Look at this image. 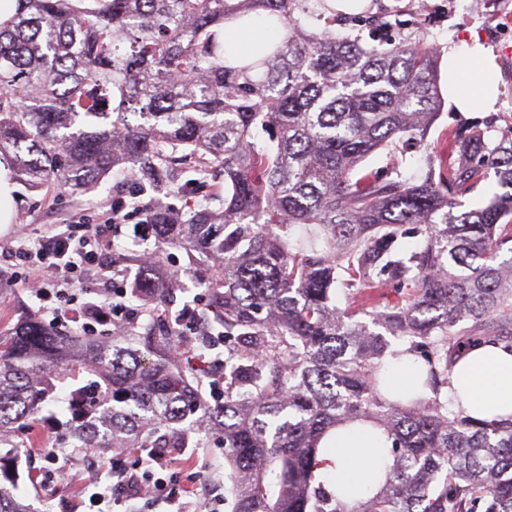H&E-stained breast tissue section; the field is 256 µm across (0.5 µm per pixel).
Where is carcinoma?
Wrapping results in <instances>:
<instances>
[{"instance_id": "carcinoma-1", "label": "carcinoma", "mask_w": 512, "mask_h": 512, "mask_svg": "<svg viewBox=\"0 0 512 512\" xmlns=\"http://www.w3.org/2000/svg\"><path fill=\"white\" fill-rule=\"evenodd\" d=\"M330 0H19L0 22V153L16 179L74 192L108 173L190 150L198 175L224 168V228L206 208L166 240L213 269L208 307L224 331V403L174 372L184 344L155 319L110 344L40 322L0 332V445L45 419L69 390L75 448H185L188 416L222 431L232 512H512V417L475 422L438 386L470 347L512 349V125L493 115L427 140L441 106L434 47L411 35L380 49L336 33ZM284 32L228 56L224 22ZM144 123L133 125L128 115ZM273 126L279 135L258 141ZM412 140L444 171L380 182L367 158ZM494 170L501 192L464 208ZM423 239L403 253L400 238ZM363 288L395 281L396 303L353 319L336 270ZM423 359L433 396L381 395L387 337ZM354 421L385 429L391 473L354 504L314 483L320 440ZM20 446L0 449V512H34L14 493Z\"/></svg>"}]
</instances>
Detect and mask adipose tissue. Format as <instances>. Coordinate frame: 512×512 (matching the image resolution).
Masks as SVG:
<instances>
[{"instance_id":"ef3b65f1","label":"adipose tissue","mask_w":512,"mask_h":512,"mask_svg":"<svg viewBox=\"0 0 512 512\" xmlns=\"http://www.w3.org/2000/svg\"><path fill=\"white\" fill-rule=\"evenodd\" d=\"M263 12L251 21L225 23L221 39L225 53L243 55L259 42H277L278 29L266 27ZM463 69L457 56L448 58V102L458 111L470 112L489 108L495 102L491 74H483L477 91L461 90ZM383 371L392 388L399 393L430 395L422 360L408 345L392 348ZM441 400L450 410H465L473 418L490 420L512 416V350L501 345L485 344L472 348L455 365L448 383L440 389ZM391 446L383 430L362 422L342 425L320 443L315 471L318 483L327 489L344 490L347 500L360 499L378 487L390 471Z\"/></svg>"}]
</instances>
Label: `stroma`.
<instances>
[{
  "label": "stroma",
  "mask_w": 512,
  "mask_h": 512,
  "mask_svg": "<svg viewBox=\"0 0 512 512\" xmlns=\"http://www.w3.org/2000/svg\"><path fill=\"white\" fill-rule=\"evenodd\" d=\"M366 11L371 16L400 19L410 28L425 32L438 52L437 76L442 86L447 83L449 53L463 59L473 44H482L497 66V124L501 127L512 124V0H366ZM366 164L383 178H392L398 171L404 178L416 181L427 175L430 157L422 148L405 142L396 155L379 153L369 157ZM223 189L222 169H212L206 184L201 185L193 169L182 161L154 189L146 188L143 176H130L125 169L113 171L97 188L83 194L54 186L35 191L20 184L15 192V213L23 221L0 231V243L36 239L51 232L63 220L81 218L98 225L111 240L113 270L132 267L137 249H156L158 279L180 271L183 288L164 307L147 302L145 312L138 318V325L143 328L150 314L175 317L195 295L205 293L206 288L189 272L185 248L163 241L146 242L134 236L132 224L110 223L113 204L122 200L130 210L148 205L171 208L183 215L199 207L219 212L223 202L216 194ZM38 316L37 302L22 286L0 287V330H13ZM11 438L27 445L23 467L33 474L32 479L20 480L21 497L41 510L49 508L50 512H89L91 490L86 482L66 484L51 476L54 466L48 461L47 453L59 443L55 425L46 424L34 431L17 429ZM176 457L184 472L193 475L196 487L215 483L224 473V447L216 433L202 431L193 435L189 446L177 451Z\"/></svg>",
  "instance_id": "obj_1"
}]
</instances>
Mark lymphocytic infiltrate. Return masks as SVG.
<instances>
[{
    "instance_id": "f902f5d3",
    "label": "lymphocytic infiltrate",
    "mask_w": 512,
    "mask_h": 512,
    "mask_svg": "<svg viewBox=\"0 0 512 512\" xmlns=\"http://www.w3.org/2000/svg\"><path fill=\"white\" fill-rule=\"evenodd\" d=\"M0 251L12 260L8 269H0V283L25 286L41 308L51 311L54 320L81 317L89 331L103 321L128 319L125 299L130 287L144 285L155 272L154 264L146 257L141 259L133 279L107 276L104 260L112 252L109 241L92 225L77 220L57 225L54 235L31 248L17 250L9 245ZM96 278L102 281L101 295L107 304L103 313L83 299ZM175 324L183 337L209 352V360L202 364L208 386L211 393L223 394L224 358L218 353L224 344L222 334L206 322L198 304L183 307Z\"/></svg>"
}]
</instances>
